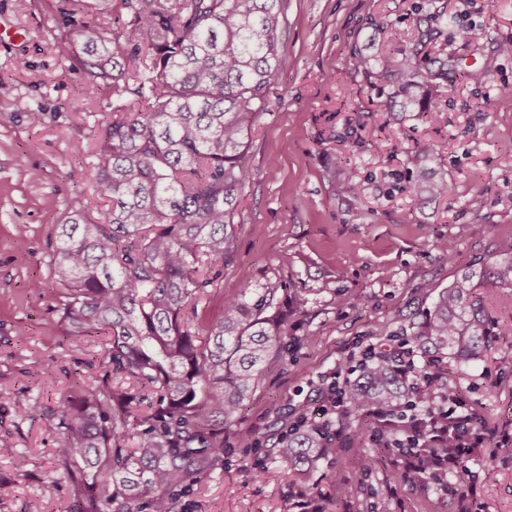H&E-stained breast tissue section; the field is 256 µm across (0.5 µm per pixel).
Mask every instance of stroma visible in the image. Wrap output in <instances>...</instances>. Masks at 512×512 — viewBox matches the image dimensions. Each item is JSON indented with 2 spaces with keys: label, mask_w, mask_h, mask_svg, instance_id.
<instances>
[{
  "label": "stroma",
  "mask_w": 512,
  "mask_h": 512,
  "mask_svg": "<svg viewBox=\"0 0 512 512\" xmlns=\"http://www.w3.org/2000/svg\"><path fill=\"white\" fill-rule=\"evenodd\" d=\"M60 0H0V19L19 40L0 43V512H23L47 478L73 494L56 467L63 444L53 421L23 420L18 400L55 404L74 374L96 379L97 342L63 335L48 298L56 226L77 195L93 199L85 170L114 98L99 94L83 111L68 106L78 75L59 57ZM415 0H284L282 56L249 141L251 173L235 218L234 251L207 315L246 283L286 284L302 308L288 320L290 353L270 365L240 419L224 428V461L178 512H512V440L501 438L512 411V377L500 358L512 338L480 361L450 365L468 406L481 410L482 447L468 456L473 493L428 494L401 468L375 462L364 442L324 464L305 482L267 455L291 411L312 404L323 377L371 345L413 341L438 293L468 270L512 251V0H434L471 28L444 33L430 50L453 64L434 80L428 124L414 112H389L386 84L370 85L351 55L393 52L417 30ZM482 73L478 83L466 73ZM430 140L442 148L437 170L448 198L417 200L407 191L409 152ZM83 148L82 161L73 151ZM454 243L453 256L439 245ZM26 455L15 469L12 453Z\"/></svg>",
  "instance_id": "stroma-1"
}]
</instances>
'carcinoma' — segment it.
<instances>
[{"label": "carcinoma", "mask_w": 512, "mask_h": 512, "mask_svg": "<svg viewBox=\"0 0 512 512\" xmlns=\"http://www.w3.org/2000/svg\"><path fill=\"white\" fill-rule=\"evenodd\" d=\"M124 28L99 20L112 0H69L59 11L66 34L55 43L84 95L104 89L130 100L99 136L86 179L102 208L92 214L74 198L57 225L47 294L62 332L103 345L104 372L82 378L49 408L25 399L15 413L54 419L64 448L58 465L76 489L54 510L58 484L45 483L26 512H175L223 461L224 426L238 421L265 368L288 356V289L246 284L210 321L199 311L233 251L234 218L250 178L248 139L267 110L281 59L283 0H118ZM429 31L396 55L353 52L369 80L391 86L390 112L432 118L431 75L448 78V62H421ZM437 148L417 143L412 160L436 162ZM448 181L421 174L415 198L447 197ZM512 289V256L487 263L443 289L416 333L419 348L466 364L512 336V319L490 315L485 291ZM341 389L345 424L382 450L381 462H403L413 484L455 495L463 486L432 458H458L454 440L423 448L397 441L410 387L393 366H368ZM350 448V437L338 446ZM318 425L301 415L273 454L300 481L336 453Z\"/></svg>", "instance_id": "obj_1"}]
</instances>
